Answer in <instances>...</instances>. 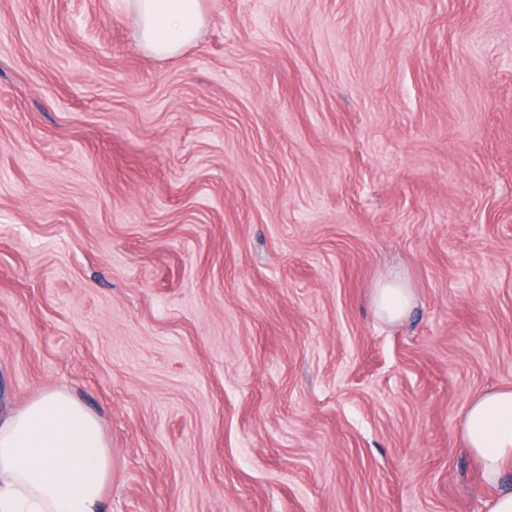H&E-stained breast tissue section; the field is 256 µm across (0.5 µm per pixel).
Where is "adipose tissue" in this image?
<instances>
[{"mask_svg":"<svg viewBox=\"0 0 512 512\" xmlns=\"http://www.w3.org/2000/svg\"><path fill=\"white\" fill-rule=\"evenodd\" d=\"M133 28L147 53L178 55L199 38L204 0H128ZM411 288L391 278L375 290L379 317L399 319ZM461 439L486 484L498 492L487 512H512V490H499L512 468V388L484 392L466 405ZM112 481V448L100 419L64 390L39 395L0 416V512H102Z\"/></svg>","mask_w":512,"mask_h":512,"instance_id":"adipose-tissue-1","label":"adipose tissue"}]
</instances>
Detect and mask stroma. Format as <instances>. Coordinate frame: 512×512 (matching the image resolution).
<instances>
[{
    "instance_id": "obj_1",
    "label": "stroma",
    "mask_w": 512,
    "mask_h": 512,
    "mask_svg": "<svg viewBox=\"0 0 512 512\" xmlns=\"http://www.w3.org/2000/svg\"><path fill=\"white\" fill-rule=\"evenodd\" d=\"M204 5L158 58L123 0H0V406L100 418L104 512H486L512 0ZM411 288L399 278L382 282L375 290L373 304L376 314L388 320L399 319L412 305ZM461 439L487 485L497 486L512 468V388L486 391L466 405Z\"/></svg>"
}]
</instances>
